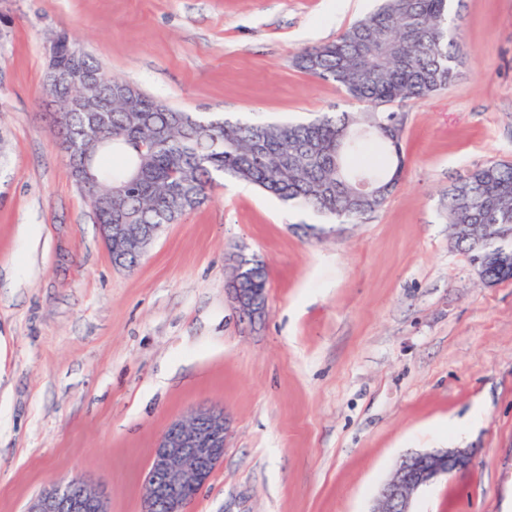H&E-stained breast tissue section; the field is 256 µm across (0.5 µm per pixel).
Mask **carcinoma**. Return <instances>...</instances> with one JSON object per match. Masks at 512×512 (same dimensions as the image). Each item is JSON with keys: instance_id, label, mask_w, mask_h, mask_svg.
I'll use <instances>...</instances> for the list:
<instances>
[{"instance_id": "1", "label": "carcinoma", "mask_w": 512, "mask_h": 512, "mask_svg": "<svg viewBox=\"0 0 512 512\" xmlns=\"http://www.w3.org/2000/svg\"><path fill=\"white\" fill-rule=\"evenodd\" d=\"M451 0H380L336 40L306 48L295 66L332 81L356 111L334 109L307 121L258 122L218 113L178 112L140 88L108 73L74 41L53 39L60 79L57 103L69 107L59 128L66 139L92 144L87 165L96 191L109 204L94 215L99 224H140L152 236L209 200L219 178L255 185L286 204L330 224H358L386 203L360 185L399 180L400 139L406 113L397 105L420 102L450 85L462 46L448 25ZM80 70L93 84L78 91L66 75ZM85 97L99 110L79 111ZM448 224L456 243L472 250L473 224H512V164L487 161L448 186ZM142 250L112 256L131 268ZM258 264L241 288L266 289Z\"/></svg>"}]
</instances>
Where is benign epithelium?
I'll return each mask as SVG.
<instances>
[{
    "label": "benign epithelium",
    "mask_w": 512,
    "mask_h": 512,
    "mask_svg": "<svg viewBox=\"0 0 512 512\" xmlns=\"http://www.w3.org/2000/svg\"><path fill=\"white\" fill-rule=\"evenodd\" d=\"M107 249L137 244L126 224L98 225ZM232 281L250 274L251 262L242 253L232 257ZM235 306L251 320L265 316L266 305L249 292L229 289ZM229 423L221 410L203 409L185 420L171 422L162 433L145 475L142 493L145 512H186V491L201 488L224 458ZM472 452L467 448L415 451L404 456L393 477L379 489L372 512H412L414 494L440 478L469 469ZM24 512H110L102 488L85 479H69L39 490Z\"/></svg>",
    "instance_id": "obj_1"
}]
</instances>
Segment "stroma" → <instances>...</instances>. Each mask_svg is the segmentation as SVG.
Returning a JSON list of instances; mask_svg holds the SVG:
<instances>
[{
	"label": "stroma",
	"mask_w": 512,
	"mask_h": 512,
	"mask_svg": "<svg viewBox=\"0 0 512 512\" xmlns=\"http://www.w3.org/2000/svg\"><path fill=\"white\" fill-rule=\"evenodd\" d=\"M375 0H0V512L43 486L96 482L110 512L173 420L224 411V459L187 512H371L418 449L472 467L414 512H512V279L483 283L444 197L512 162V0H462L456 81L406 103L399 184L359 224H326L224 180L116 268L43 91L65 32L112 75L181 112L304 120L348 108L293 63ZM267 271L243 319L228 256Z\"/></svg>",
	"instance_id": "35a3bbf8"
}]
</instances>
